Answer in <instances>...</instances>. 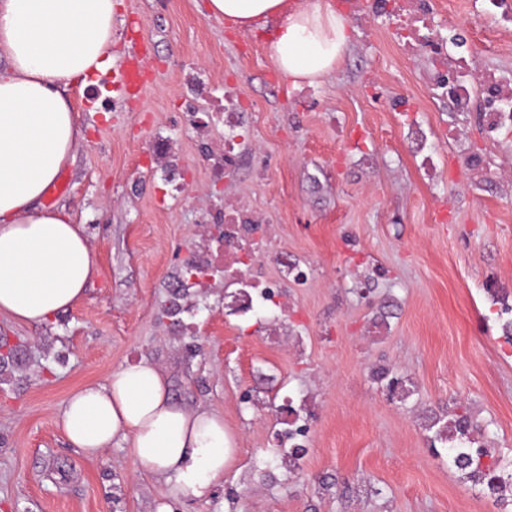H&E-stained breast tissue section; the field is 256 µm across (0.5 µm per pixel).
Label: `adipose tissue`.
I'll use <instances>...</instances> for the list:
<instances>
[{
	"label": "adipose tissue",
	"mask_w": 512,
	"mask_h": 512,
	"mask_svg": "<svg viewBox=\"0 0 512 512\" xmlns=\"http://www.w3.org/2000/svg\"><path fill=\"white\" fill-rule=\"evenodd\" d=\"M115 2L0 0V57L9 61L0 69V314L18 322L52 321L98 273L84 225L42 198L83 136L69 86L97 84L112 67ZM208 8L242 33L276 19L269 56L296 86L320 83L349 43L347 19L327 0H208ZM58 424L90 458L125 442L133 462L166 490L157 512L207 500L235 445L223 416L176 403L146 360L72 391Z\"/></svg>",
	"instance_id": "ef3b65f1"
}]
</instances>
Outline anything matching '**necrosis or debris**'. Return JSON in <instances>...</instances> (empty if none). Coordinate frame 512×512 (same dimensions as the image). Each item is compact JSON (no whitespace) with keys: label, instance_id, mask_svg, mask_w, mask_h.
Returning <instances> with one entry per match:
<instances>
[{"label":"necrosis or debris","instance_id":"4bbe7bcc","mask_svg":"<svg viewBox=\"0 0 512 512\" xmlns=\"http://www.w3.org/2000/svg\"><path fill=\"white\" fill-rule=\"evenodd\" d=\"M368 6L377 15L394 18L404 51L428 54L433 64L428 78L455 111L480 110L488 142H496L502 132L512 130V81H504L492 71L473 73L469 58L449 49L447 37L434 22L432 0H369ZM217 115L221 135H214V129L205 123L195 125L194 130L213 138L211 175L220 178L230 174L242 149L246 117L234 90L225 92ZM264 226L256 210L237 201H225L211 216L208 243L196 263L206 274L223 270L224 285L234 289L243 313L273 321L287 307V300L274 285L259 283L245 274L248 258L254 257L257 245L268 240Z\"/></svg>","mask_w":512,"mask_h":512}]
</instances>
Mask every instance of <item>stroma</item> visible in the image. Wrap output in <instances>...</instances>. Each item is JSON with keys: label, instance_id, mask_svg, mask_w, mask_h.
<instances>
[{"label": "stroma", "instance_id": "stroma-1", "mask_svg": "<svg viewBox=\"0 0 512 512\" xmlns=\"http://www.w3.org/2000/svg\"><path fill=\"white\" fill-rule=\"evenodd\" d=\"M330 2L349 20V46L322 82L295 87L265 36L209 17L206 0H117L113 53L146 41L147 85L120 97L107 73L69 88L83 138L66 189L43 202L86 226L98 274L50 323L0 315L22 361L0 379V512H155L164 489L123 442L90 459L58 426L73 389L143 359L176 402L221 414L236 440L223 485L172 512H512V495L464 479L447 443L432 441L467 410L479 444L512 468V180L502 177L512 132L486 144L476 113L434 98L427 56L406 54L388 17ZM434 8L465 37L475 69L512 78V33L494 30L476 0ZM189 71L206 88L202 111L232 88L250 115L224 182L212 181L185 118ZM400 96L415 112L394 110ZM413 119L433 134L430 176L403 138ZM160 136L170 160L151 158ZM474 152L484 160L476 190L463 163ZM227 197L273 224L274 247L307 274L282 286L281 337L231 313L219 282L191 289L180 327L158 317L202 247L207 211ZM291 409L308 420L297 468L276 440Z\"/></svg>", "mask_w": 512, "mask_h": 512}]
</instances>
